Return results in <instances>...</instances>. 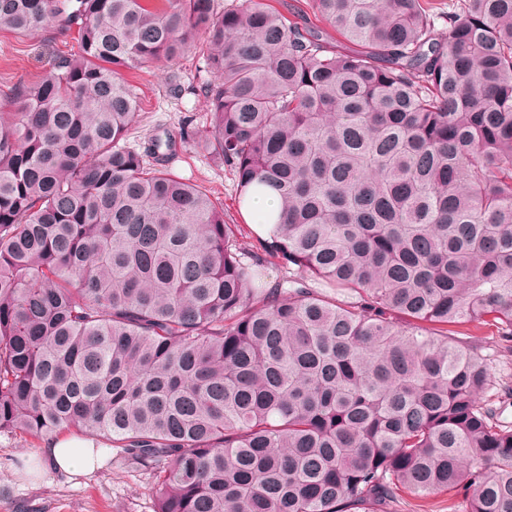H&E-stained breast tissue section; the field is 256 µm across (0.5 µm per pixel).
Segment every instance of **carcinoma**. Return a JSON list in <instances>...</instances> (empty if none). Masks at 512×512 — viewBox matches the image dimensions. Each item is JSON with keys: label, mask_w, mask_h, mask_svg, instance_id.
Wrapping results in <instances>:
<instances>
[{"label": "carcinoma", "mask_w": 512, "mask_h": 512, "mask_svg": "<svg viewBox=\"0 0 512 512\" xmlns=\"http://www.w3.org/2000/svg\"><path fill=\"white\" fill-rule=\"evenodd\" d=\"M300 12L0 0L19 35L78 28L0 110V435L108 442L152 471L156 512H377L399 491L512 512V427L448 335L512 342V0ZM195 47L208 133L127 145L124 72ZM179 141L238 206L278 194L258 251L169 166Z\"/></svg>", "instance_id": "carcinoma-1"}]
</instances>
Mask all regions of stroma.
I'll list each match as a JSON object with an SVG mask.
<instances>
[{"label":"stroma","instance_id":"obj_1","mask_svg":"<svg viewBox=\"0 0 512 512\" xmlns=\"http://www.w3.org/2000/svg\"><path fill=\"white\" fill-rule=\"evenodd\" d=\"M77 48L76 31L47 27L24 37L0 28V94L10 95L24 84L39 80L61 53ZM138 89V123L128 143L140 147L152 135L192 124L198 133L210 128V114L200 92L209 80L196 50L187 51L172 65L126 71ZM179 174L197 180L224 205L229 222L243 223L236 194L237 183L223 165L183 148L172 158ZM459 337L477 345L492 383L481 401L492 409L495 421L512 426V353L492 327H457ZM40 441L20 436L0 437V512H155L153 479L133 462L109 455L94 473L65 474L43 465Z\"/></svg>","mask_w":512,"mask_h":512}]
</instances>
